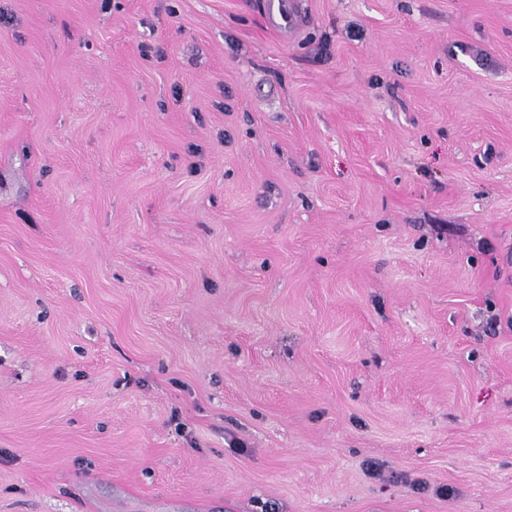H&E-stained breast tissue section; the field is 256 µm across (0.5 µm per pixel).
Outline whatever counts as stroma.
<instances>
[{
    "label": "stroma",
    "mask_w": 512,
    "mask_h": 512,
    "mask_svg": "<svg viewBox=\"0 0 512 512\" xmlns=\"http://www.w3.org/2000/svg\"><path fill=\"white\" fill-rule=\"evenodd\" d=\"M295 11L0 0V512H512V0Z\"/></svg>",
    "instance_id": "1"
}]
</instances>
